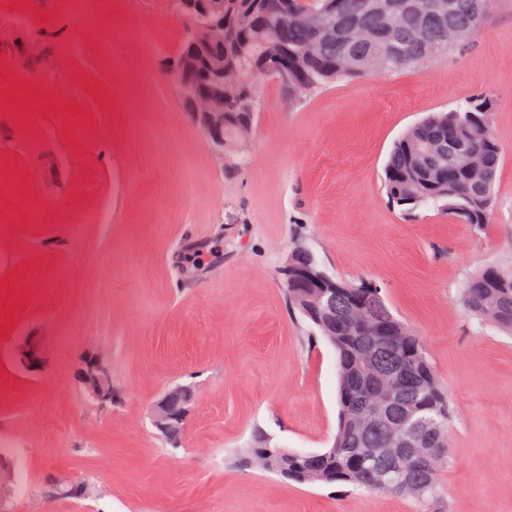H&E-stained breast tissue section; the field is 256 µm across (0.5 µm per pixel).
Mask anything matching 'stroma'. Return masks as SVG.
<instances>
[{"label": "stroma", "mask_w": 512, "mask_h": 512, "mask_svg": "<svg viewBox=\"0 0 512 512\" xmlns=\"http://www.w3.org/2000/svg\"><path fill=\"white\" fill-rule=\"evenodd\" d=\"M0 0V486L8 512H427L414 499L307 484L254 466L256 434L319 452L336 433V354L288 306L295 244L380 287L448 392L436 512H512V336L460 302L512 270V0L461 50L304 97L257 81L244 157L220 158L170 76L171 0ZM481 97L502 147L491 221L404 218L383 167L432 112ZM46 361L26 371L18 346ZM102 358L111 409L81 367ZM196 404L178 447L150 410ZM99 496L47 499L61 482ZM18 359L29 372H40L45 367L39 343L35 338L27 339L20 346Z\"/></svg>", "instance_id": "stroma-1"}]
</instances>
